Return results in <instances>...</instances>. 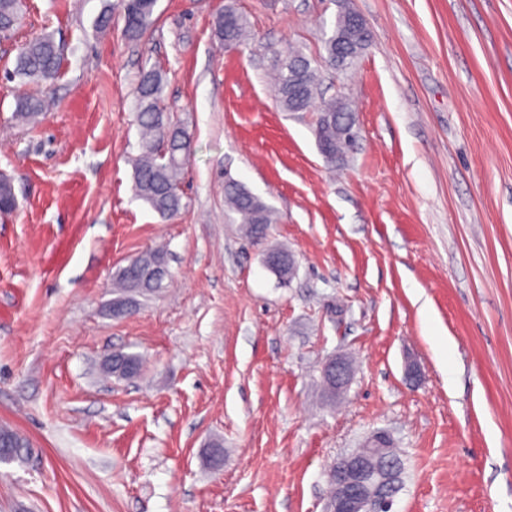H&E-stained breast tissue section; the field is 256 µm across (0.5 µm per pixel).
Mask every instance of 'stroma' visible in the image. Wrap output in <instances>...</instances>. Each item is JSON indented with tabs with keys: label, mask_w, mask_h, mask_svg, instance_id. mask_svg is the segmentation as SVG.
<instances>
[{
	"label": "stroma",
	"mask_w": 512,
	"mask_h": 512,
	"mask_svg": "<svg viewBox=\"0 0 512 512\" xmlns=\"http://www.w3.org/2000/svg\"><path fill=\"white\" fill-rule=\"evenodd\" d=\"M0 36V512H324L327 467L378 430L404 462L394 512H512V0H352L372 41L345 72L355 152L319 153L272 51L318 58L337 0H158L122 35L120 0H25ZM234 4L247 45L212 21ZM112 25L99 31L104 8ZM53 33L38 125L14 116L20 41ZM161 70L192 151L165 220L132 190L134 88ZM232 176L276 211L249 239ZM297 260L288 284L262 262ZM162 246V288L112 314L115 271ZM143 358L130 380L100 367ZM352 359L340 400L320 370ZM423 372L407 381L408 361Z\"/></svg>",
	"instance_id": "stroma-1"
}]
</instances>
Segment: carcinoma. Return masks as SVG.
Returning a JSON list of instances; mask_svg holds the SVG:
<instances>
[{
    "instance_id": "1",
    "label": "carcinoma",
    "mask_w": 512,
    "mask_h": 512,
    "mask_svg": "<svg viewBox=\"0 0 512 512\" xmlns=\"http://www.w3.org/2000/svg\"><path fill=\"white\" fill-rule=\"evenodd\" d=\"M124 19L123 36L131 42L142 40L153 28L157 0H121ZM24 0H0V33L11 31L17 24ZM349 25L345 11H340L332 30L324 34L323 62L336 68V35ZM215 35L221 42L242 46L249 39L248 22L231 4L225 5L213 20ZM273 84L280 108L285 112L302 107L308 111L318 96L319 78L311 59L292 47L274 52ZM62 52L53 35L44 33L18 47L14 68L9 77L21 84L47 83L55 79ZM165 81L162 73L149 68L141 71L135 87L136 119L139 127V154L132 160L133 191L160 216L176 215L182 208L180 175L191 154L192 141L180 120L174 118L162 105ZM48 111L46 100L35 96L22 97L17 102L16 117L23 122H37ZM314 129L316 144L326 148L336 162V145L340 129L353 120L340 98L321 102ZM224 200L230 211L237 214L240 223L257 241L267 237L273 223L272 208L260 197L236 181L224 183ZM16 206V196L10 178L0 175V212L8 213ZM166 266L165 255L156 250L139 256L119 269L116 284L122 295L148 294L161 286L162 279L154 269ZM138 354L119 352L108 373L117 377H132L140 369Z\"/></svg>"
}]
</instances>
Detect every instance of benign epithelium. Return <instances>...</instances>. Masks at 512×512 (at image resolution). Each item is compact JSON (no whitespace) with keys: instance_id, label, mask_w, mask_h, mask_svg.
I'll list each match as a JSON object with an SVG mask.
<instances>
[{"instance_id":"7a95c632","label":"benign epithelium","mask_w":512,"mask_h":512,"mask_svg":"<svg viewBox=\"0 0 512 512\" xmlns=\"http://www.w3.org/2000/svg\"><path fill=\"white\" fill-rule=\"evenodd\" d=\"M368 30L359 13L351 16V27L337 36L340 51L336 55V69L345 70L346 48L352 42V32ZM324 380L329 392L339 395L347 386L351 367L341 357L324 365ZM397 467L394 442L384 430L370 434L359 447L337 458L327 471V480L333 488L326 512H393Z\"/></svg>"}]
</instances>
